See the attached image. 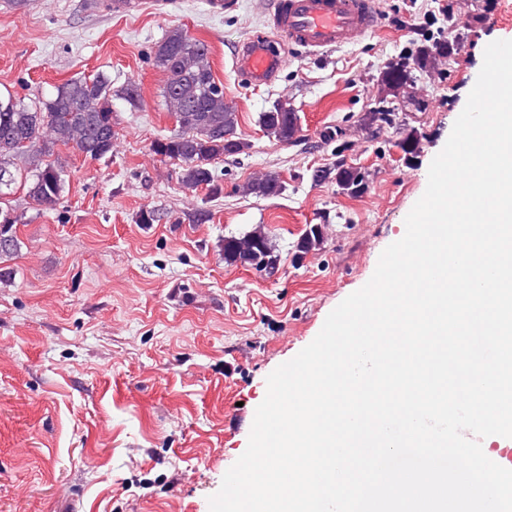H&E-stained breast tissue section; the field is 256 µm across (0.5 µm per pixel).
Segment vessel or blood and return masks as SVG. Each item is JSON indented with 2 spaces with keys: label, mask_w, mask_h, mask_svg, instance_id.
Returning a JSON list of instances; mask_svg holds the SVG:
<instances>
[{
  "label": "vessel or blood",
  "mask_w": 512,
  "mask_h": 512,
  "mask_svg": "<svg viewBox=\"0 0 512 512\" xmlns=\"http://www.w3.org/2000/svg\"><path fill=\"white\" fill-rule=\"evenodd\" d=\"M374 0H263L268 35L251 36L234 49V63L255 86L273 84L285 57L268 40L276 35L284 45L310 52L353 45L376 26Z\"/></svg>",
  "instance_id": "b4317fda"
}]
</instances>
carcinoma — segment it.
Segmentation results:
<instances>
[{"instance_id": "1", "label": "carcinoma", "mask_w": 512, "mask_h": 512, "mask_svg": "<svg viewBox=\"0 0 512 512\" xmlns=\"http://www.w3.org/2000/svg\"><path fill=\"white\" fill-rule=\"evenodd\" d=\"M156 66L166 74L163 98L166 111L178 130L151 144L153 154L180 161L177 180L184 191L202 187L213 194L219 187L209 165L226 155L248 147L238 133V113L224 99V85L216 79L208 44L186 30L170 29L154 53ZM451 59L448 41L423 44L407 62L396 68L385 66L379 78L381 95L376 110L366 114L368 124L387 122L392 112L384 104L405 101L413 72H428L439 62ZM112 79L105 73L93 78L76 77L56 88L49 99L26 103L8 96L0 98V259L17 251L16 224L22 216L9 205L17 187L35 205L55 207L66 190L61 163L49 161L59 146H67L90 160H100L112 152L118 132L112 125ZM259 125L279 142H290L300 132V116L288 99L276 100L260 113ZM329 179L351 196L361 194L367 173L341 162L329 168ZM282 190L278 177L263 174L241 187L246 195L275 196ZM323 240V226H309L297 243L306 254ZM224 262L229 265L274 269L280 256L263 228L240 237L224 239Z\"/></svg>"}]
</instances>
